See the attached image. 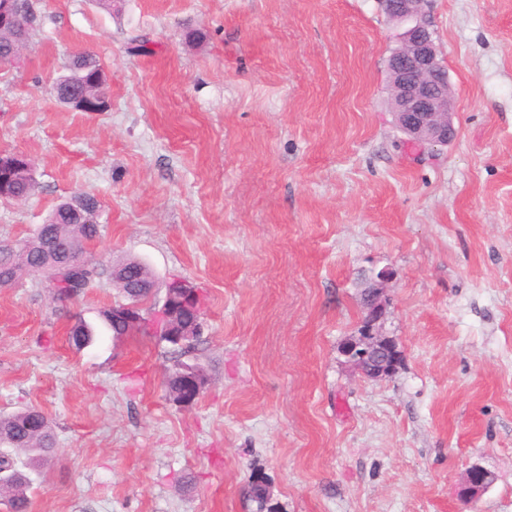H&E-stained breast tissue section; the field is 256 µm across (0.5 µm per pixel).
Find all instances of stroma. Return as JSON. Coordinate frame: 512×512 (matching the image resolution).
Masks as SVG:
<instances>
[{
	"label": "stroma",
	"mask_w": 512,
	"mask_h": 512,
	"mask_svg": "<svg viewBox=\"0 0 512 512\" xmlns=\"http://www.w3.org/2000/svg\"><path fill=\"white\" fill-rule=\"evenodd\" d=\"M34 2L0 65V152L37 190L0 202V244L91 193L93 258L146 264L158 302L187 280L204 306L179 355L110 336L107 279L72 302L32 275L0 289V415L39 408L56 439L26 471L30 512H254L255 473L275 512H512V0H426L456 131L435 152L395 126L401 28L379 0ZM80 51L108 111L52 93ZM384 270L402 360L371 380L341 346ZM79 318L97 333L80 352ZM180 362L207 378L186 408L165 390ZM475 464L497 480L467 502Z\"/></svg>",
	"instance_id": "1"
}]
</instances>
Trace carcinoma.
Segmentation results:
<instances>
[{"label": "carcinoma", "instance_id": "1", "mask_svg": "<svg viewBox=\"0 0 512 512\" xmlns=\"http://www.w3.org/2000/svg\"><path fill=\"white\" fill-rule=\"evenodd\" d=\"M21 21L14 26L0 29V58L12 63L11 53L17 46L27 41L37 15L33 0H21ZM68 73L59 76L52 85V91L59 103L75 108V100L80 96H91L108 100L106 78L98 58L89 51L75 54L68 66ZM37 183L31 174V161L27 157L17 161L13 174L0 170V201L12 202L18 195L32 196ZM100 204L89 193H83L58 203L50 212L42 234L37 239L23 241L15 250L0 245V275L9 267L15 277L22 271L54 276L51 264L62 263L67 259L86 258V244L99 236L98 216ZM127 270L133 279L113 280L111 284L120 289L124 300L142 304L150 291L137 284L150 278L148 269L137 260L127 261ZM85 289L79 284H70L63 278L54 289V295L61 301L81 296ZM106 327L115 337L129 335L134 329L112 320V309L103 312ZM71 345L78 351L90 346L94 341V329L82 320H77L69 333ZM55 451V438L48 418L35 408L0 417V494H9L13 512H27L29 498L27 476L21 472L15 456L21 452L29 454L32 464L45 461ZM246 494L257 503V512H272L265 499L264 487L250 479Z\"/></svg>", "mask_w": 512, "mask_h": 512}]
</instances>
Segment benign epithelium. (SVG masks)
<instances>
[{"mask_svg": "<svg viewBox=\"0 0 512 512\" xmlns=\"http://www.w3.org/2000/svg\"><path fill=\"white\" fill-rule=\"evenodd\" d=\"M381 4L391 19L406 25L399 48L388 60L389 90L396 125L408 141L423 148L444 147L455 136L448 96L450 82L448 71L439 58L423 0H381ZM18 19L17 0H0V25H10ZM385 277L386 273L379 274L378 282L370 287L362 333L351 342L347 353L348 362L371 379L390 376L401 359L396 341L382 332V283ZM167 288L182 289L179 302L200 309L198 290L188 287L185 281L171 282ZM145 319L150 333L166 332L169 322L167 305L146 314ZM181 380L183 390L179 393L178 404L191 406L201 392L199 375L188 370L181 375ZM494 483V472L471 466L465 474L463 494L468 499H477Z\"/></svg>", "mask_w": 512, "mask_h": 512, "instance_id": "1", "label": "benign epithelium"}]
</instances>
